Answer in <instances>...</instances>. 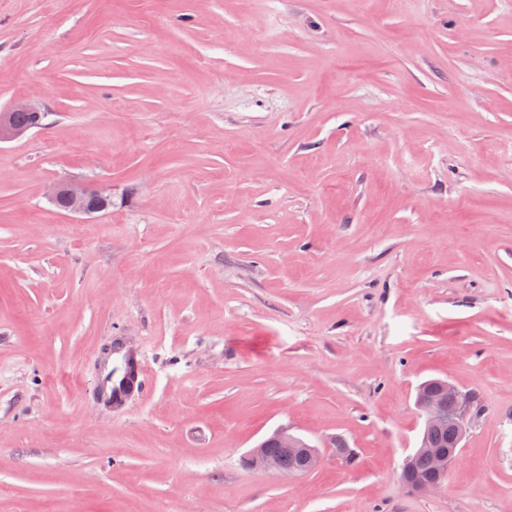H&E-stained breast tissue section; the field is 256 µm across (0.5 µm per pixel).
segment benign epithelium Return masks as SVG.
Returning a JSON list of instances; mask_svg holds the SVG:
<instances>
[{
  "label": "benign epithelium",
  "instance_id": "obj_1",
  "mask_svg": "<svg viewBox=\"0 0 512 512\" xmlns=\"http://www.w3.org/2000/svg\"><path fill=\"white\" fill-rule=\"evenodd\" d=\"M16 112H27L34 116V122L28 125H19L13 115ZM44 114L40 107L27 99L13 101L7 108L0 111V143L6 140H16L24 137L33 128L41 126ZM111 197L105 189H92L82 187L72 182L56 183L51 186L49 199L58 209L73 214L92 215L103 211L98 201ZM456 404L454 424L456 434L452 448L443 450L437 448L429 440V433L447 420L445 407L448 400ZM416 406L423 420V432L418 448L407 455L402 463L401 470L407 471L416 457H426L432 463L433 477L416 485L415 492L427 495L444 488L448 471L457 459L463 448V441L474 421L483 412L482 405L477 403L475 395L468 389L462 388L448 380H441L434 386V398H428L423 393L417 395ZM270 439L277 447L286 452H300L304 455L305 464L297 469H284L276 461L267 457V441L263 440L248 452L249 461L258 466L266 474L287 478L313 472L321 463V453L318 448L304 439L288 433L285 429H278L270 435Z\"/></svg>",
  "mask_w": 512,
  "mask_h": 512
}]
</instances>
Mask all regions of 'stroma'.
I'll list each match as a JSON object with an SVG mask.
<instances>
[{
    "label": "stroma",
    "mask_w": 512,
    "mask_h": 512,
    "mask_svg": "<svg viewBox=\"0 0 512 512\" xmlns=\"http://www.w3.org/2000/svg\"><path fill=\"white\" fill-rule=\"evenodd\" d=\"M18 98L0 512H512V0H0ZM117 339L147 382L113 409ZM432 378L485 411L421 495ZM278 428L315 471L244 466ZM19 123L27 124L31 121V117L26 113L34 116L35 121L28 125H18L13 115ZM44 113H41L40 107L27 99H18L13 101L7 108L0 111V143L6 140H16L24 137L32 128L40 127ZM105 189L82 187L72 182L56 183L51 186L49 199L61 211L66 213L92 215L103 211L98 200L110 198ZM133 360L135 367L134 388H140L144 376L147 374L144 365L139 361L137 354H129L128 350L120 345L112 348L108 355H97L99 367V393L102 401H112V407L121 408L125 405L128 397V371L129 360Z\"/></svg>",
    "instance_id": "stroma-1"
}]
</instances>
